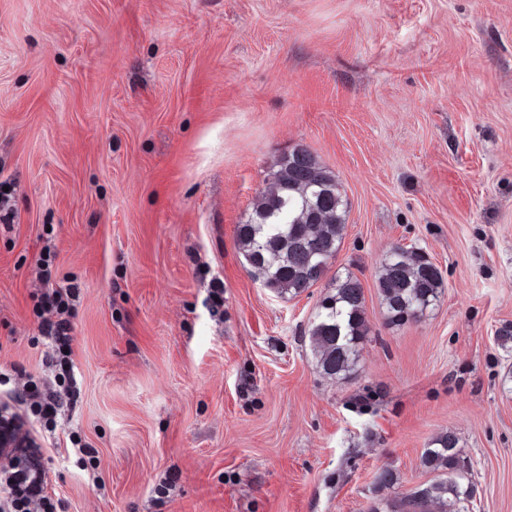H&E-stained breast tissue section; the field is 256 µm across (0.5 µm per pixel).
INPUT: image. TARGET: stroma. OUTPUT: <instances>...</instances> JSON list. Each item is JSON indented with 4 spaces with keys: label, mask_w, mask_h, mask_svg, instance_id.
Wrapping results in <instances>:
<instances>
[{
    "label": "stroma",
    "mask_w": 512,
    "mask_h": 512,
    "mask_svg": "<svg viewBox=\"0 0 512 512\" xmlns=\"http://www.w3.org/2000/svg\"><path fill=\"white\" fill-rule=\"evenodd\" d=\"M298 145L349 202L331 268L371 332L347 381L308 336L327 281L279 297L236 244ZM1 181L12 385L44 372L43 246L80 289L81 392L42 443L66 512H368L379 469L433 479L448 431L471 512H512V0H0ZM397 244L444 279L402 326L376 288Z\"/></svg>",
    "instance_id": "1"
}]
</instances>
